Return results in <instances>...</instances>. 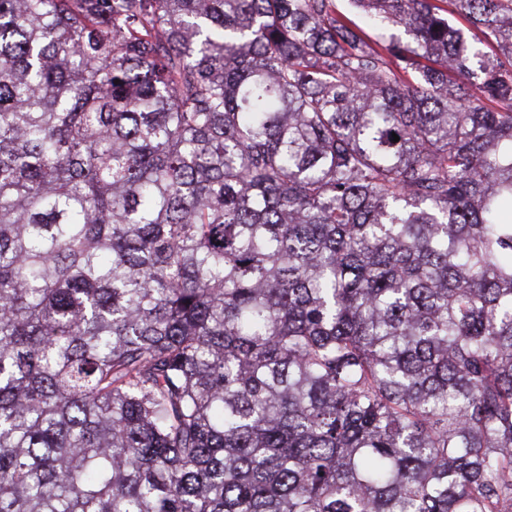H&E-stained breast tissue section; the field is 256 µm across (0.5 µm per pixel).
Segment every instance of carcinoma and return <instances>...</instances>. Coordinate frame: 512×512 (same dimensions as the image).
<instances>
[{
  "label": "carcinoma",
  "instance_id": "carcinoma-1",
  "mask_svg": "<svg viewBox=\"0 0 512 512\" xmlns=\"http://www.w3.org/2000/svg\"><path fill=\"white\" fill-rule=\"evenodd\" d=\"M348 2L0 0V512H512V0Z\"/></svg>",
  "mask_w": 512,
  "mask_h": 512
}]
</instances>
